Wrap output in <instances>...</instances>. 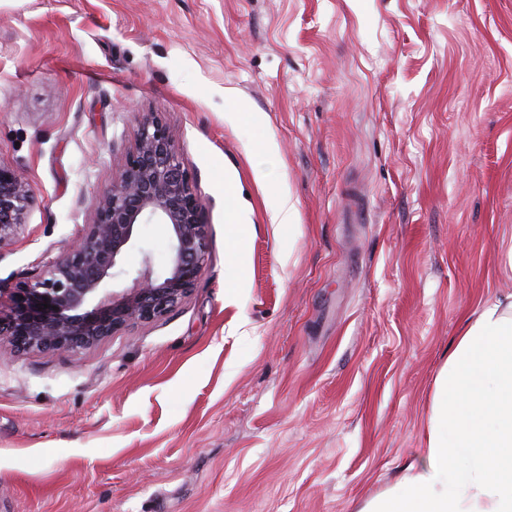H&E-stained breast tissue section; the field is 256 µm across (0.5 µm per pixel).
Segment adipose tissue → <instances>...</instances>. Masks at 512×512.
Segmentation results:
<instances>
[{
  "mask_svg": "<svg viewBox=\"0 0 512 512\" xmlns=\"http://www.w3.org/2000/svg\"><path fill=\"white\" fill-rule=\"evenodd\" d=\"M418 462L359 512H512V295L487 301L435 379Z\"/></svg>",
  "mask_w": 512,
  "mask_h": 512,
  "instance_id": "1",
  "label": "adipose tissue"
}]
</instances>
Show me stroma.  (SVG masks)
<instances>
[{
  "label": "stroma",
  "instance_id": "35a3bbf8",
  "mask_svg": "<svg viewBox=\"0 0 512 512\" xmlns=\"http://www.w3.org/2000/svg\"><path fill=\"white\" fill-rule=\"evenodd\" d=\"M148 112L209 260L163 319L0 366V512H358L512 294V0H0V166L32 195L1 290L82 234ZM145 250L163 226L115 290ZM294 206L285 191H279L274 202L268 208V216L271 224L285 228H292L294 223Z\"/></svg>",
  "mask_w": 512,
  "mask_h": 512
}]
</instances>
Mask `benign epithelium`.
<instances>
[{
	"label": "benign epithelium",
	"mask_w": 512,
	"mask_h": 512,
	"mask_svg": "<svg viewBox=\"0 0 512 512\" xmlns=\"http://www.w3.org/2000/svg\"><path fill=\"white\" fill-rule=\"evenodd\" d=\"M30 202L26 180L0 166V251L22 233ZM143 224L165 227L168 266L154 269L145 253L131 285L116 292L114 269L138 243ZM208 258V225L176 137L159 115H145L78 241L0 303V364L28 353L86 349L162 319L196 288Z\"/></svg>",
	"instance_id": "1"
}]
</instances>
